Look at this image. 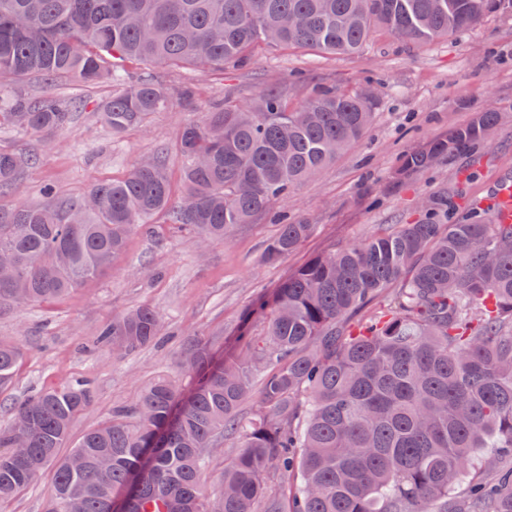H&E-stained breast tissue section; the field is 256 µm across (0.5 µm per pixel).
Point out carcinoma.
<instances>
[{"label": "carcinoma", "instance_id": "cac0c4a2", "mask_svg": "<svg viewBox=\"0 0 512 512\" xmlns=\"http://www.w3.org/2000/svg\"><path fill=\"white\" fill-rule=\"evenodd\" d=\"M512 0H0V126L51 136L72 109L48 90L16 88L37 75L123 90L97 112L114 134L194 97L143 77L126 83L109 59L167 67H224L257 46L330 55L359 51L372 34L431 43L462 35ZM374 92L319 89L296 108L275 91L184 124V199L159 155L82 198L0 206V307L61 298L100 276L128 236L169 213L203 240L273 214L295 185L317 179L369 129ZM501 113L489 106L403 154L398 183L446 158L492 145ZM34 154L0 149V197ZM491 199H424L425 219L318 255L261 299L263 333L242 326L239 351L216 360L208 342L184 349L178 379L147 384L67 445L93 402L85 382L39 391L0 425V500L50 473L45 512H285L272 479H297L290 512H512V223ZM265 257L295 252L316 225L277 216ZM162 314L141 306L112 317L98 343L133 352L163 335ZM21 350L0 343V391ZM259 409L239 414L252 378ZM31 421L15 452V420ZM227 436L239 452L213 489L205 473ZM70 447L67 454L60 449Z\"/></svg>", "mask_w": 512, "mask_h": 512}]
</instances>
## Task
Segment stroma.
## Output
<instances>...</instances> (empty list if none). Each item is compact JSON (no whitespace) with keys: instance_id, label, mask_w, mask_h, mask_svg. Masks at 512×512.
Masks as SVG:
<instances>
[{"instance_id":"obj_1","label":"stroma","mask_w":512,"mask_h":512,"mask_svg":"<svg viewBox=\"0 0 512 512\" xmlns=\"http://www.w3.org/2000/svg\"><path fill=\"white\" fill-rule=\"evenodd\" d=\"M151 72L166 84L194 89L192 104L154 113L146 127L114 135L101 127L96 112L111 96L112 85L62 82L57 95L82 103L67 127L48 138L0 129V148L39 157L20 175L16 191L0 201L41 204L48 184L58 202L76 199L96 183L122 178L134 163L159 150L173 193L181 195L180 126L228 102H253L270 88L296 107L320 87L353 93L370 85L378 89L379 103L366 134L318 179L295 186L280 203L290 218L314 224L315 232L279 262L264 260L279 231L270 218L235 226L224 243L212 244L171 228L158 216L154 233L130 234L124 253L106 274L61 299L1 310L0 342L20 346L24 355L12 385L0 393V424L35 392L87 380L94 401L71 425L70 438L78 440L113 410L135 406L147 383L180 375L188 342L210 341L220 359L234 353L252 302L272 293L309 258L359 242L387 225L417 220L420 203L429 195L462 187L484 197L503 173H512V14H490L468 34L430 44L375 37L349 56L262 46L220 71L156 65ZM488 105L502 114L490 149L444 160L410 183L393 182L403 152ZM140 306L163 315L164 334L156 343L128 354L98 344L101 328L113 316Z\"/></svg>"}]
</instances>
